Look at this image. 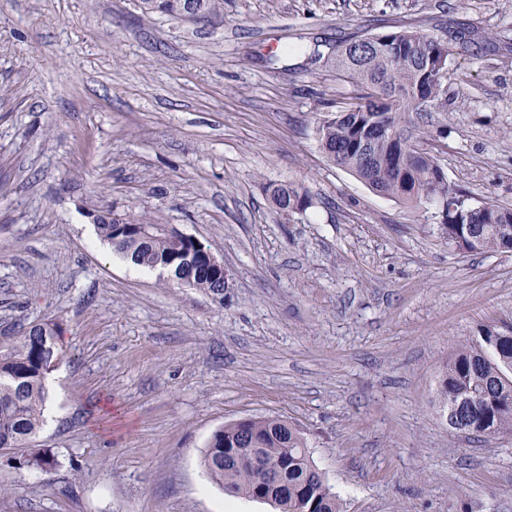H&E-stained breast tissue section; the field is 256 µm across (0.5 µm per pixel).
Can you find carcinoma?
<instances>
[{
    "mask_svg": "<svg viewBox=\"0 0 512 512\" xmlns=\"http://www.w3.org/2000/svg\"><path fill=\"white\" fill-rule=\"evenodd\" d=\"M147 13L181 17L188 0H141ZM407 47L391 52L377 41L363 52L350 49L351 41L336 48V69L361 91L357 110L344 108L326 115L317 127L318 140L328 161L355 173L373 191L406 204L435 202L447 213L436 219L444 239L465 253L512 251V207L491 204L493 220L480 203L459 185L432 177L435 157L426 152L413 169L398 164V145L419 142L413 133L422 112L414 96L429 99L435 112L444 111L448 99L439 95L437 72L427 68L424 48L429 34L417 29L382 33ZM273 206L285 215L300 212L307 191L293 183L265 186ZM115 219L101 215L96 224L100 240L133 264L156 269L176 258L173 237L165 224L140 222L152 237L115 243ZM193 274V287L224 300L223 285L198 260L170 272L177 281ZM58 325L37 323L0 345V448H20L45 423L48 399L46 381L61 359ZM487 328L476 345L461 346L448 358L438 380L436 395L440 415L452 430L461 425L468 434L485 440L512 433V338ZM206 477L233 496L256 499L259 476L270 475L266 491L275 495L280 512H343L339 498L310 456L302 432L279 417L252 418L216 430L202 453ZM29 467L48 472L57 459L47 449L26 458Z\"/></svg>",
    "mask_w": 512,
    "mask_h": 512,
    "instance_id": "1",
    "label": "carcinoma"
}]
</instances>
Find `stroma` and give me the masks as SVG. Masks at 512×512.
I'll list each match as a JSON object with an SVG mask.
<instances>
[{"label":"stroma","instance_id":"35a3bbf8","mask_svg":"<svg viewBox=\"0 0 512 512\" xmlns=\"http://www.w3.org/2000/svg\"><path fill=\"white\" fill-rule=\"evenodd\" d=\"M411 26L473 42L424 136L448 179L512 204V0H224L204 21L140 0H0V342L61 327L54 421L0 451V512H277L205 476L212 433L280 416L344 512H512V434L441 420L437 381L512 330V253H463L436 207L331 164L316 127L353 102L339 42ZM312 204L285 216L263 183ZM223 260V301L134 275L104 212ZM47 448L57 466L25 465Z\"/></svg>","mask_w":512,"mask_h":512}]
</instances>
